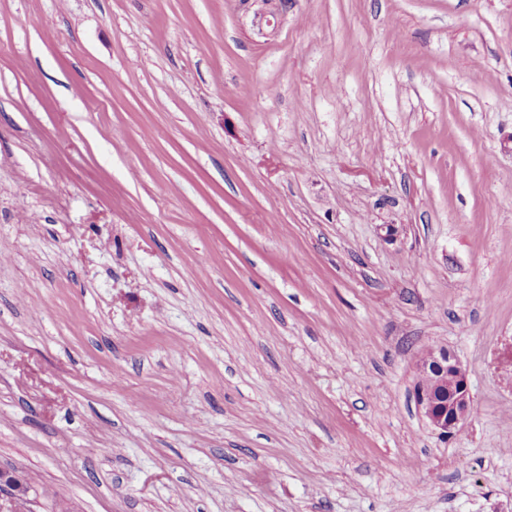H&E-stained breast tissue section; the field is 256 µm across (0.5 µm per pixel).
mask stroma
Instances as JSON below:
<instances>
[{"label":"stroma","instance_id":"1","mask_svg":"<svg viewBox=\"0 0 512 512\" xmlns=\"http://www.w3.org/2000/svg\"><path fill=\"white\" fill-rule=\"evenodd\" d=\"M511 344L512 0H0L33 512H512ZM415 399L429 425L440 435L458 432L469 417L468 373L448 346L423 350L416 364Z\"/></svg>","mask_w":512,"mask_h":512}]
</instances>
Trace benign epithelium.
<instances>
[{"label":"benign epithelium","instance_id":"obj_1","mask_svg":"<svg viewBox=\"0 0 512 512\" xmlns=\"http://www.w3.org/2000/svg\"><path fill=\"white\" fill-rule=\"evenodd\" d=\"M415 399L433 430L443 436L458 432L469 417L471 391L468 373L446 346L423 350L416 364ZM25 476L0 468V512H32Z\"/></svg>","mask_w":512,"mask_h":512}]
</instances>
